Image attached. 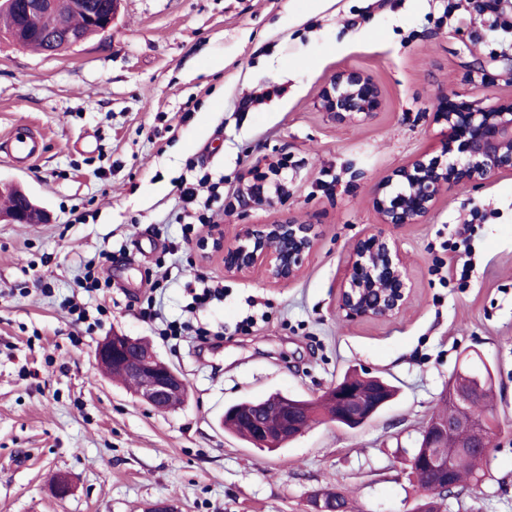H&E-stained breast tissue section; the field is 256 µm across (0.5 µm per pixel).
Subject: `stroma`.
<instances>
[{"label": "stroma", "instance_id": "35a3bbf8", "mask_svg": "<svg viewBox=\"0 0 512 512\" xmlns=\"http://www.w3.org/2000/svg\"><path fill=\"white\" fill-rule=\"evenodd\" d=\"M341 68L379 86L372 117L337 123L318 109ZM449 89L512 96V49L448 0H341L334 15L311 14L310 0H120L107 41L48 55L0 37V137L19 124L45 135L29 172L0 151V210L13 186L46 214L0 221V512H147L160 501L309 512L311 494L328 490L344 512H414L425 493L407 460L475 353L494 369V445L482 484L442 510L512 512V176L448 190L424 223L392 229L414 284L399 315L351 321L337 307L351 248L377 222L375 187L433 142L434 103ZM280 161L278 196L214 222L230 240L245 224L311 217L320 239L298 279L240 278L198 246L178 251L182 180L208 174L231 194ZM75 207L85 223H72ZM476 208L486 218L471 236L473 282L442 286L434 253ZM121 248L131 257L111 266L100 325L73 321L67 300L101 302L81 287L85 262ZM160 261L172 281L150 323L140 309ZM197 275L223 293L193 314L186 285ZM194 318L214 331L209 345L161 336L163 321ZM114 331L148 339L182 374L184 406L157 412L100 372L96 349ZM351 367L399 388L361 428L317 425L269 452L219 424L241 399L316 397ZM59 475L74 486L63 500Z\"/></svg>", "mask_w": 512, "mask_h": 512}]
</instances>
